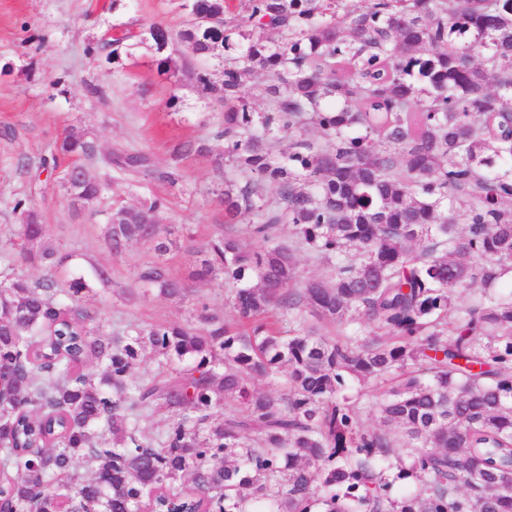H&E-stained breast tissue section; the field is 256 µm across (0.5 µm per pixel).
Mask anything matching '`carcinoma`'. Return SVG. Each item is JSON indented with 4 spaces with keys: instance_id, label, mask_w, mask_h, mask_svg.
I'll return each mask as SVG.
<instances>
[{
    "instance_id": "carcinoma-1",
    "label": "carcinoma",
    "mask_w": 512,
    "mask_h": 512,
    "mask_svg": "<svg viewBox=\"0 0 512 512\" xmlns=\"http://www.w3.org/2000/svg\"><path fill=\"white\" fill-rule=\"evenodd\" d=\"M250 2L243 15L185 0L177 32L121 28L103 43L114 57L137 38L225 53L219 81L199 77L224 103L217 137L240 175L224 178L221 232L186 278L167 263L164 197L113 208L103 241L114 255L146 245L135 281L165 297L222 278L236 320L199 301L186 324L108 332L78 304L84 276L58 287L69 256L16 199L19 243L0 272V512H512V292L496 291L512 272V0ZM258 69L271 108L255 114L242 90ZM274 128L291 138L281 156ZM208 151L197 139L163 168L134 150L103 163L176 187L182 161ZM97 155L67 133L43 162L69 160L76 216L110 186L84 164ZM243 212L257 222L235 224ZM284 224L328 277L300 278ZM29 267L47 274L33 282ZM474 283L482 294L455 303ZM147 353L162 371L133 385ZM348 379L390 383L372 405L383 428L359 426ZM158 411L171 422L154 438L143 425ZM397 480L413 489L392 496Z\"/></svg>"
}]
</instances>
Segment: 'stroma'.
<instances>
[{
    "label": "stroma",
    "instance_id": "obj_1",
    "mask_svg": "<svg viewBox=\"0 0 512 512\" xmlns=\"http://www.w3.org/2000/svg\"><path fill=\"white\" fill-rule=\"evenodd\" d=\"M185 21L180 0H0V259L20 222L14 200L28 195L60 253L75 254L89 276L109 268L110 282L94 280L81 303L110 330L133 320L186 323L197 296L235 318L216 281L192 283L183 301L143 293L133 271L150 260L147 248L134 243L115 255L103 242L114 203L166 197L162 222L173 226L177 241L169 265L184 277L196 260L188 241L206 242L224 222V172L217 167L224 144L213 138L224 105L198 81L202 75L218 80V60L183 48L175 55L177 72L164 73L151 41H128L116 58L99 47L117 27L155 23L175 32ZM67 130L94 137L100 153L147 151L161 166L187 140L208 139L211 152L186 159L184 181L174 188L144 175L111 177L105 198L76 216L56 175L43 167Z\"/></svg>",
    "mask_w": 512,
    "mask_h": 512
}]
</instances>
